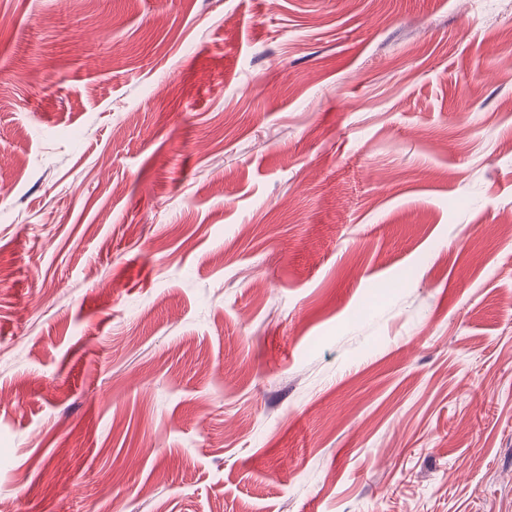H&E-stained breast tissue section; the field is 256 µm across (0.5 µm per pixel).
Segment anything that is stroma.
<instances>
[{
  "instance_id": "obj_1",
  "label": "stroma",
  "mask_w": 512,
  "mask_h": 512,
  "mask_svg": "<svg viewBox=\"0 0 512 512\" xmlns=\"http://www.w3.org/2000/svg\"><path fill=\"white\" fill-rule=\"evenodd\" d=\"M0 17L5 512H512V0Z\"/></svg>"
}]
</instances>
